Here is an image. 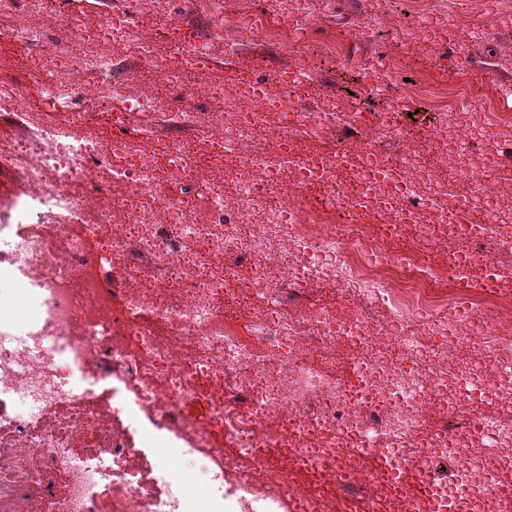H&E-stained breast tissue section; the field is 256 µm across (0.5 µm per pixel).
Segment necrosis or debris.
Wrapping results in <instances>:
<instances>
[{"label": "necrosis or debris", "instance_id": "4bbe7bcc", "mask_svg": "<svg viewBox=\"0 0 512 512\" xmlns=\"http://www.w3.org/2000/svg\"><path fill=\"white\" fill-rule=\"evenodd\" d=\"M430 4L412 0L408 21L359 11L322 51L347 60L352 36L385 28L442 48L448 21L431 22ZM325 11L321 0H263L232 15L225 0H194L185 26L197 37L173 44L177 66L155 51L171 11L152 0H116L48 50L41 29L0 31L66 114L47 118L26 84L0 83V113L20 119L0 170L20 182L14 207L36 217L0 219V512H40L52 491L56 512H203L135 464L141 415L231 477L243 512L287 500L296 512H411L408 495L367 468L369 449L394 478L412 472L427 512H512V494L497 490L512 430L493 414L512 405V310L487 307L512 287L501 200L512 114L463 67L445 82L387 83L366 58L357 97L328 95L305 52ZM199 17L236 31L199 34ZM246 44L278 46L286 60L210 85L224 109H200L198 58ZM139 70L152 80L135 92ZM157 120L192 134H124ZM332 133L334 147H315ZM409 238L416 248L402 250ZM443 240L447 265L430 263ZM243 275L237 298L229 285ZM309 284L335 288L339 303L304 299ZM258 297L262 317L241 328L239 309ZM16 299L36 314L10 344ZM75 367L112 376L133 410L73 392ZM15 394L33 412H9Z\"/></svg>", "mask_w": 512, "mask_h": 512}]
</instances>
